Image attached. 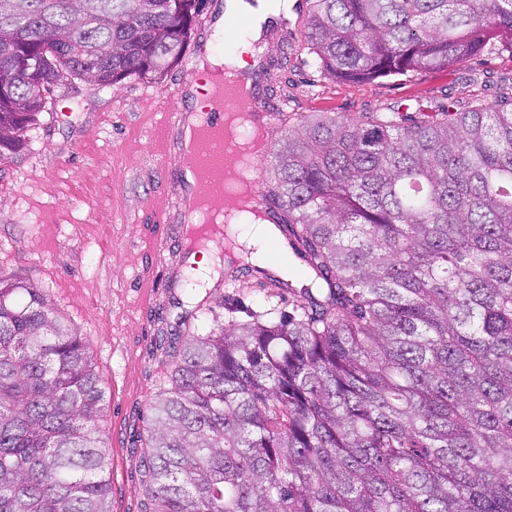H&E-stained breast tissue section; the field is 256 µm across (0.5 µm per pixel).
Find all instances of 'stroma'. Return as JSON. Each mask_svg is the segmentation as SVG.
<instances>
[{"mask_svg":"<svg viewBox=\"0 0 512 512\" xmlns=\"http://www.w3.org/2000/svg\"><path fill=\"white\" fill-rule=\"evenodd\" d=\"M308 7L294 0L277 27L258 42V112L287 111L288 123L314 112L360 116L403 103L446 100L491 104L512 95V49L498 43L448 70L352 84L321 74L302 41ZM189 63L157 82L135 77L101 89L76 81L58 86L27 145L0 162V271L47 288L55 309L88 340L93 367L109 405L101 424L110 458L112 512H143L140 470L149 405L169 385L178 362L166 340L181 333L185 312L208 321H247L270 308L288 311V291L271 296L264 277L225 241L220 273L244 272L242 283L220 288L183 284L189 272L178 249L181 188L161 168L159 138L168 92L182 85L189 102L203 99ZM68 110L69 122L54 112ZM167 222H160V215Z\"/></svg>","mask_w":512,"mask_h":512,"instance_id":"stroma-1","label":"stroma"}]
</instances>
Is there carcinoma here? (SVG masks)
Masks as SVG:
<instances>
[{"label":"carcinoma","mask_w":512,"mask_h":512,"mask_svg":"<svg viewBox=\"0 0 512 512\" xmlns=\"http://www.w3.org/2000/svg\"><path fill=\"white\" fill-rule=\"evenodd\" d=\"M321 73L512 47V0H307ZM206 0H0V161L52 87L159 79ZM269 196L325 283L193 334L151 405L145 512H512V98L316 112ZM89 345L0 274V512H112Z\"/></svg>","instance_id":"cac0c4a2"}]
</instances>
